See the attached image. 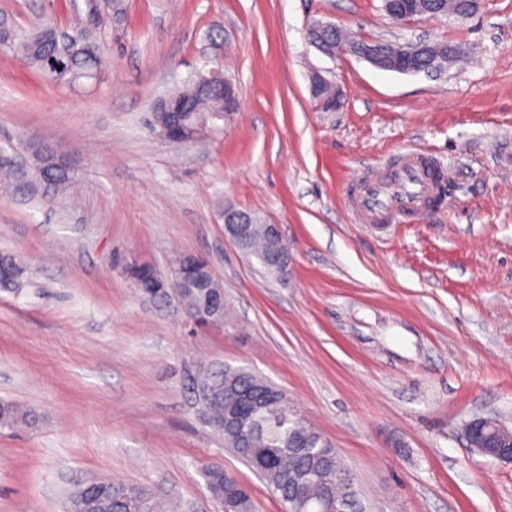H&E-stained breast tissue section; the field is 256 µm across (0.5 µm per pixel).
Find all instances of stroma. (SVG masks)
<instances>
[{
  "label": "stroma",
  "mask_w": 512,
  "mask_h": 512,
  "mask_svg": "<svg viewBox=\"0 0 512 512\" xmlns=\"http://www.w3.org/2000/svg\"><path fill=\"white\" fill-rule=\"evenodd\" d=\"M0 0L27 31L82 24L104 54L97 81L66 85L0 50V253L28 274L0 289V402L36 421L0 429V512H66L100 480L138 486L177 512H218L202 476L218 465L282 502L204 423L199 367L243 368L282 389L334 447L361 512H512V464L469 448L479 416L512 428V0L467 19L396 22L383 0ZM424 36L465 51L440 75L329 57L307 27ZM231 80L222 129L181 145L152 107L196 66ZM342 106L323 111L313 73ZM70 164L40 182L30 148ZM407 147L430 151L449 191L410 224L355 223L345 187ZM280 224L287 278L224 235L225 206ZM205 258L224 288L223 326L199 328L176 296L130 275Z\"/></svg>",
  "instance_id": "1"
}]
</instances>
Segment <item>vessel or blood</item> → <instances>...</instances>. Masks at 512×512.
I'll list each match as a JSON object with an SVG mask.
<instances>
[{"label":"vessel or blood","mask_w":512,"mask_h":512,"mask_svg":"<svg viewBox=\"0 0 512 512\" xmlns=\"http://www.w3.org/2000/svg\"><path fill=\"white\" fill-rule=\"evenodd\" d=\"M446 180L429 154L402 152L353 179L346 188L347 206L361 224L406 223L433 207Z\"/></svg>","instance_id":"obj_1"}]
</instances>
